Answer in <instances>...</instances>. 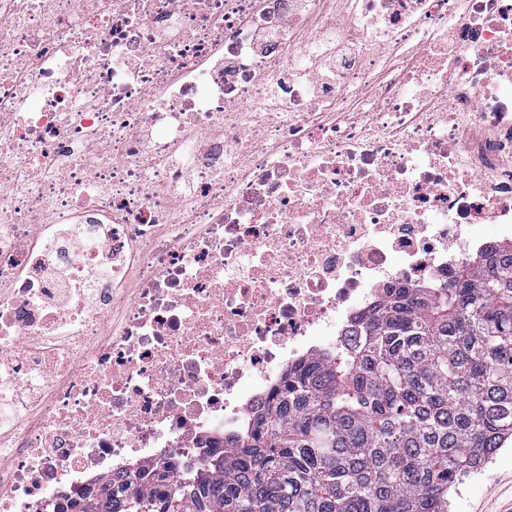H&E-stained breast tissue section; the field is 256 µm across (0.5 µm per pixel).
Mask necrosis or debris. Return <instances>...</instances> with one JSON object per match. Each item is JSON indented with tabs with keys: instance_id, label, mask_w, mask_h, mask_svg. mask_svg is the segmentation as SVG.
I'll return each mask as SVG.
<instances>
[{
	"instance_id": "1",
	"label": "necrosis or debris",
	"mask_w": 512,
	"mask_h": 512,
	"mask_svg": "<svg viewBox=\"0 0 512 512\" xmlns=\"http://www.w3.org/2000/svg\"><path fill=\"white\" fill-rule=\"evenodd\" d=\"M487 224L512 0H0V512L204 464Z\"/></svg>"
}]
</instances>
